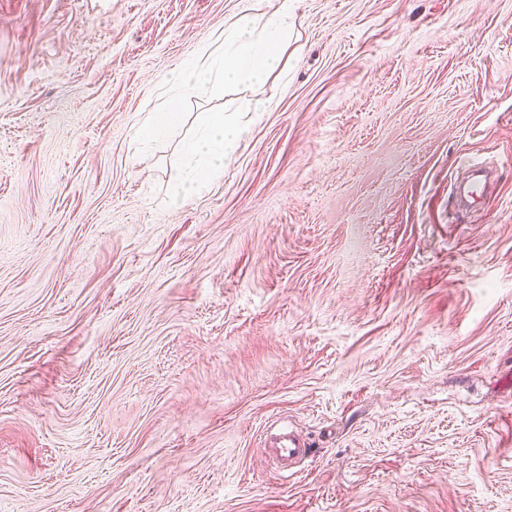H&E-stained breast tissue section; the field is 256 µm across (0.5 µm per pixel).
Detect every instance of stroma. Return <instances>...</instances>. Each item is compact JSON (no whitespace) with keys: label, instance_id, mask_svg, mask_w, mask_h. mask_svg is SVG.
Returning a JSON list of instances; mask_svg holds the SVG:
<instances>
[{"label":"stroma","instance_id":"obj_1","mask_svg":"<svg viewBox=\"0 0 512 512\" xmlns=\"http://www.w3.org/2000/svg\"><path fill=\"white\" fill-rule=\"evenodd\" d=\"M283 3L174 206L133 124L239 0H0V512H512V0ZM193 134L182 142L181 162L169 198L176 204L199 193L223 173L247 126L224 120V113L202 112ZM269 455L277 468L288 472V468L310 455V444L296 434L288 422L280 421L272 425V432L267 437Z\"/></svg>","mask_w":512,"mask_h":512}]
</instances>
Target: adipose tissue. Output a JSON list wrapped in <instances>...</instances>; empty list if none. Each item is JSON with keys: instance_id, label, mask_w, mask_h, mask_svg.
Here are the masks:
<instances>
[{"instance_id": "adipose-tissue-1", "label": "adipose tissue", "mask_w": 512, "mask_h": 512, "mask_svg": "<svg viewBox=\"0 0 512 512\" xmlns=\"http://www.w3.org/2000/svg\"><path fill=\"white\" fill-rule=\"evenodd\" d=\"M237 18L197 56L174 70L152 110L139 113L136 139L144 146L167 140L184 120L182 102L190 95L214 93L227 85L262 83L283 70L291 39L287 6L256 19L253 0H240ZM245 125L226 121L223 113L198 116L193 134L181 146V162L169 198L179 202L199 193L223 173L236 144L246 134Z\"/></svg>"}]
</instances>
